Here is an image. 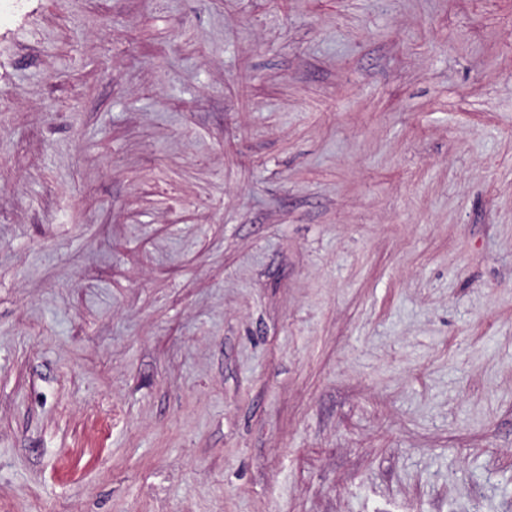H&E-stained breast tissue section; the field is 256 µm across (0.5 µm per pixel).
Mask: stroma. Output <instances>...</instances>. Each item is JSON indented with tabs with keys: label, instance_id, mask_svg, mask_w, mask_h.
Returning <instances> with one entry per match:
<instances>
[{
	"label": "stroma",
	"instance_id": "stroma-1",
	"mask_svg": "<svg viewBox=\"0 0 512 512\" xmlns=\"http://www.w3.org/2000/svg\"><path fill=\"white\" fill-rule=\"evenodd\" d=\"M0 512H512V0L0 20Z\"/></svg>",
	"mask_w": 512,
	"mask_h": 512
}]
</instances>
